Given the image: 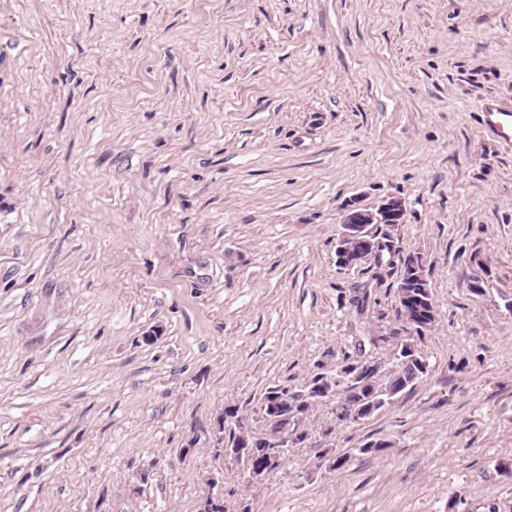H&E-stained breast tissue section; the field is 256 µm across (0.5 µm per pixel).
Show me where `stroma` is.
<instances>
[{
	"label": "stroma",
	"instance_id": "35a3bbf8",
	"mask_svg": "<svg viewBox=\"0 0 512 512\" xmlns=\"http://www.w3.org/2000/svg\"><path fill=\"white\" fill-rule=\"evenodd\" d=\"M490 97L512 0H0V512H199L214 477L226 512H512ZM387 197L428 372L358 422L317 404L249 479L225 406L266 431L269 388L398 319L400 263L336 257L348 204ZM414 260H415L414 263H408V265L406 267L405 277H406V281L409 284L408 285L404 284L403 290L411 291L414 294H419L425 300L424 309L427 311V313H429L425 316V323L430 325V328L428 329V330H430L431 328H433V326L435 325V322H436V316H437L436 308H435V305H434V302H433V299H432V296L430 293L424 266H422L420 263H418V269H417V271L414 272V274L418 277V279H420L421 284H423V286L425 288L417 289V288H415L414 284H411V283H413L414 278H412V274H410V272L416 268V258L415 257H414ZM430 313H433V314H430Z\"/></svg>",
	"mask_w": 512,
	"mask_h": 512
}]
</instances>
